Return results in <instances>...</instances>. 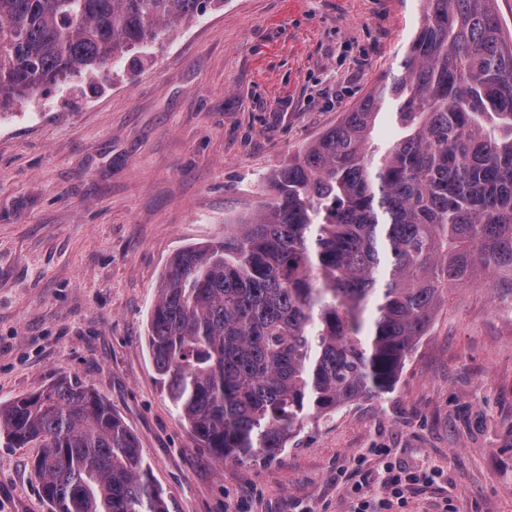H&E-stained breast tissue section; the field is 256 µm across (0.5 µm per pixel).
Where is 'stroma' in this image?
I'll list each match as a JSON object with an SVG mask.
<instances>
[{
	"mask_svg": "<svg viewBox=\"0 0 512 512\" xmlns=\"http://www.w3.org/2000/svg\"><path fill=\"white\" fill-rule=\"evenodd\" d=\"M423 0H224L117 65L0 115V402L61 376L136 434L168 512H512V303L444 292L392 390L219 462L162 392L150 311L170 258L267 206L266 178L396 71ZM0 438V512H49Z\"/></svg>",
	"mask_w": 512,
	"mask_h": 512,
	"instance_id": "stroma-1",
	"label": "stroma"
}]
</instances>
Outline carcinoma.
<instances>
[{"mask_svg": "<svg viewBox=\"0 0 512 512\" xmlns=\"http://www.w3.org/2000/svg\"><path fill=\"white\" fill-rule=\"evenodd\" d=\"M223 0H0V112L141 63ZM405 135L375 158L379 114ZM272 201L176 253L149 319L157 375L218 461L278 458L304 422L396 383L444 288L512 298V38L492 0H425L399 73L269 178ZM40 448L50 512H168L136 435L76 378L0 403Z\"/></svg>", "mask_w": 512, "mask_h": 512, "instance_id": "carcinoma-1", "label": "carcinoma"}]
</instances>
